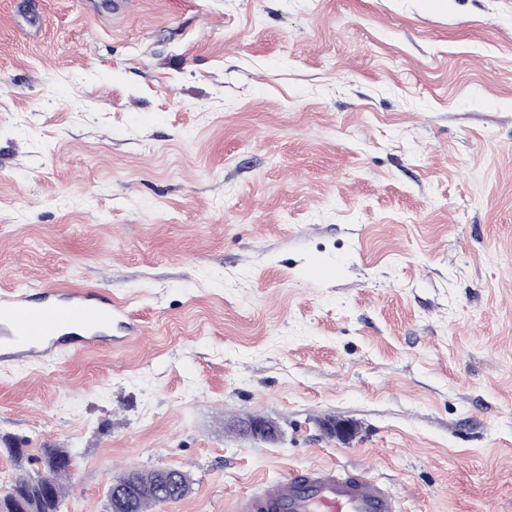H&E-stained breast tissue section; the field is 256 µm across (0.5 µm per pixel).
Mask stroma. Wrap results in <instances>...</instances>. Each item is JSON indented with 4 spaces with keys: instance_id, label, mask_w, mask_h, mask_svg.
<instances>
[{
    "instance_id": "stroma-1",
    "label": "stroma",
    "mask_w": 512,
    "mask_h": 512,
    "mask_svg": "<svg viewBox=\"0 0 512 512\" xmlns=\"http://www.w3.org/2000/svg\"><path fill=\"white\" fill-rule=\"evenodd\" d=\"M112 2L0 0V290L137 327L0 362V493L59 448L61 512L312 464L512 512V0ZM131 486L134 494L127 493ZM189 491V476L180 470L129 471L112 480L107 512H150L157 505L182 500Z\"/></svg>"
}]
</instances>
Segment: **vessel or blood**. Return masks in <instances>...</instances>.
Returning <instances> with one entry per match:
<instances>
[{
  "mask_svg": "<svg viewBox=\"0 0 512 512\" xmlns=\"http://www.w3.org/2000/svg\"><path fill=\"white\" fill-rule=\"evenodd\" d=\"M121 316L112 299L84 289L60 286L39 299L28 288L8 289L0 294V360L53 362L75 337L85 348L104 338L120 344L112 326ZM231 512H405V500L367 472L313 465L237 496Z\"/></svg>",
  "mask_w": 512,
  "mask_h": 512,
  "instance_id": "vessel-or-blood-1",
  "label": "vessel or blood"
}]
</instances>
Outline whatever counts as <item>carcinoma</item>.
I'll use <instances>...</instances> for the list:
<instances>
[{
    "label": "carcinoma",
    "instance_id": "1",
    "mask_svg": "<svg viewBox=\"0 0 512 512\" xmlns=\"http://www.w3.org/2000/svg\"><path fill=\"white\" fill-rule=\"evenodd\" d=\"M42 459V474L18 476L9 491L0 494V512H16L21 503L26 512H58L64 491L60 478L67 474L71 459L56 448L42 449ZM189 491V476L180 470L129 471L112 480L113 499L107 503V512H152L160 504L183 499Z\"/></svg>",
    "mask_w": 512,
    "mask_h": 512
}]
</instances>
